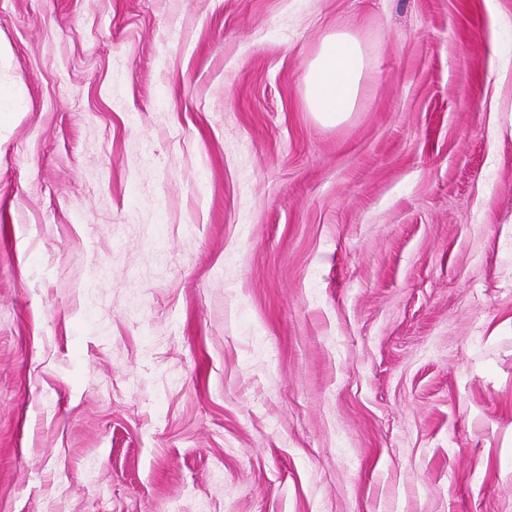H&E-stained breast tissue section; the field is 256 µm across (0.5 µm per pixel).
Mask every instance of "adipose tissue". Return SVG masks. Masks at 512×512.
Instances as JSON below:
<instances>
[{"label":"adipose tissue","instance_id":"1","mask_svg":"<svg viewBox=\"0 0 512 512\" xmlns=\"http://www.w3.org/2000/svg\"><path fill=\"white\" fill-rule=\"evenodd\" d=\"M366 66L359 41L349 33L339 31L323 40L306 74L307 102L318 120L335 124L353 112Z\"/></svg>","mask_w":512,"mask_h":512}]
</instances>
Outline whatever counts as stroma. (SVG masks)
I'll return each instance as SVG.
<instances>
[{"label": "stroma", "instance_id": "obj_1", "mask_svg": "<svg viewBox=\"0 0 512 512\" xmlns=\"http://www.w3.org/2000/svg\"><path fill=\"white\" fill-rule=\"evenodd\" d=\"M202 501L512 512V0H0V512ZM366 66L359 41L348 32L323 40L306 74L307 102L318 120L335 124L353 112Z\"/></svg>", "mask_w": 512, "mask_h": 512}]
</instances>
